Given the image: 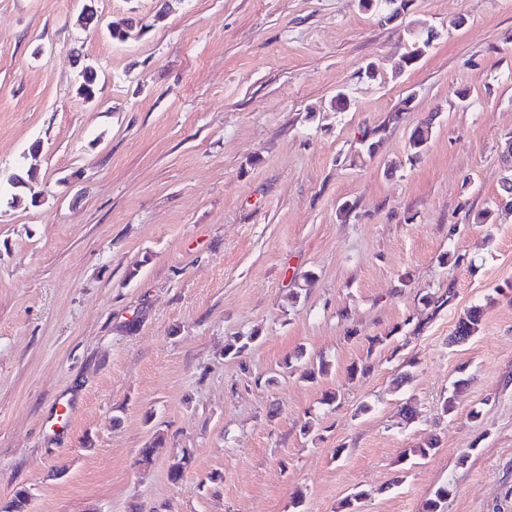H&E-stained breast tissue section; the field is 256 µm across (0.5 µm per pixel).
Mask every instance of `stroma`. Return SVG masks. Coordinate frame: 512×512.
I'll use <instances>...</instances> for the list:
<instances>
[{"label":"stroma","instance_id":"stroma-1","mask_svg":"<svg viewBox=\"0 0 512 512\" xmlns=\"http://www.w3.org/2000/svg\"><path fill=\"white\" fill-rule=\"evenodd\" d=\"M418 21L438 36L400 68ZM34 146L0 197V503L423 512L449 483L444 512H512V0H0V171ZM484 317V306L474 305L470 307L462 316L459 317L455 324V334L461 336H474L478 331Z\"/></svg>","mask_w":512,"mask_h":512}]
</instances>
